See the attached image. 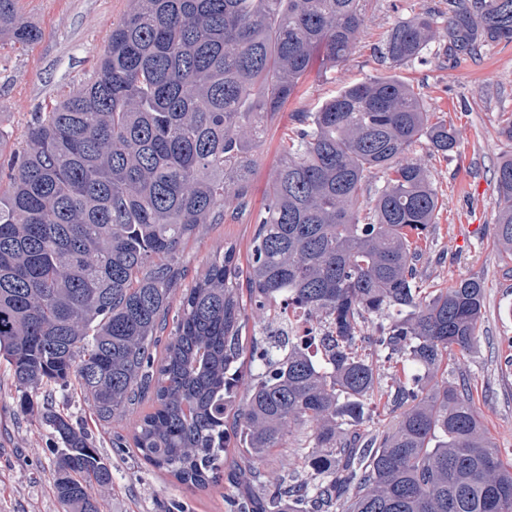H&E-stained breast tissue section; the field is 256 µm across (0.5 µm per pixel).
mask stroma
<instances>
[{"instance_id": "obj_1", "label": "stroma", "mask_w": 512, "mask_h": 512, "mask_svg": "<svg viewBox=\"0 0 512 512\" xmlns=\"http://www.w3.org/2000/svg\"><path fill=\"white\" fill-rule=\"evenodd\" d=\"M445 0H367L370 24L341 74L314 65L298 97L269 122L256 152L251 190L261 205L291 127L292 113L316 108L334 95L342 81L357 82L388 74L380 49L384 32L398 21L445 8ZM129 8V0H20L26 21L42 36L27 46L0 45V129L12 145L25 140L35 113L48 111L60 98L93 73L109 40L113 22ZM420 92L427 110L451 121L459 133L457 152L424 157L442 205L433 236L422 247L434 256L425 266L428 288H444L461 278L477 276L485 283V315L477 346L464 359L450 358L447 375L465 368L473 379V398L480 418L505 459H512V260L503 259L493 233L498 207L494 172L512 157V141L499 134L512 119V43L485 48L476 57L428 55L397 71ZM249 224H213L188 242L181 262L188 271L202 267L224 243L237 245L240 264L248 262ZM53 399L58 411L91 437L112 470V487L101 512H166L172 501L186 512H228L224 496L234 489L223 475L209 490L186 488L143 463L129 448L113 447L117 438H131L132 419L98 422L79 391L42 387L35 402ZM57 442L49 430L21 413L9 367L0 360V512H62L54 493Z\"/></svg>"}]
</instances>
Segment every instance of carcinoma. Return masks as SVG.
<instances>
[{
  "instance_id": "1",
  "label": "carcinoma",
  "mask_w": 512,
  "mask_h": 512,
  "mask_svg": "<svg viewBox=\"0 0 512 512\" xmlns=\"http://www.w3.org/2000/svg\"><path fill=\"white\" fill-rule=\"evenodd\" d=\"M131 2L94 75L37 115L24 145L5 152L0 130V358L21 410L64 444L63 512H100L112 472L53 403L34 410L32 392L52 382L75 383L104 423L138 415L136 455L189 489L218 482L234 448L233 482L258 492L256 512H512V463L469 373L438 378L445 357L478 342L483 281L428 292L421 276L419 241L440 206L414 150L456 152V128L432 121L399 76L346 84L292 113L252 204L262 127L315 60L334 71L350 59L366 0ZM498 2L448 0L399 21L382 58L396 70L434 47L476 56L511 41L512 6ZM40 37L18 0H0V40ZM494 177L495 238L512 256V157ZM226 221L253 225L247 270L226 243L178 292L183 245ZM278 299L302 312L313 343L268 325L244 343L249 315L270 319ZM381 355L416 370L385 384ZM377 392L394 421L363 435ZM303 427L311 451L297 466L266 465Z\"/></svg>"
}]
</instances>
